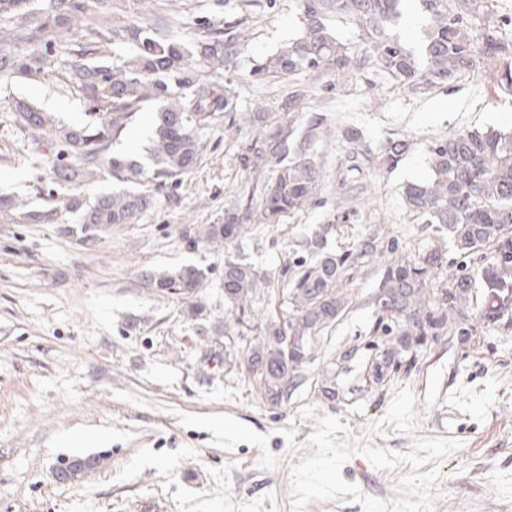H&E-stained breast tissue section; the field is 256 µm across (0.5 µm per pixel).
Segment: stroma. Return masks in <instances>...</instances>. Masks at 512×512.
Wrapping results in <instances>:
<instances>
[{"label": "stroma", "mask_w": 512, "mask_h": 512, "mask_svg": "<svg viewBox=\"0 0 512 512\" xmlns=\"http://www.w3.org/2000/svg\"><path fill=\"white\" fill-rule=\"evenodd\" d=\"M158 12L163 30L190 41L202 20L245 19L249 37L221 68L241 110L236 127L210 126L207 149L171 199L79 245L59 225L0 216V512H291L290 467L310 455L313 421L298 410L340 416L353 435L385 416L399 388L417 397V433L455 438L461 448L439 461L440 495L432 512H512V327H482L469 339L454 328L428 338L411 362L377 373L393 337L377 327L375 296L391 256L443 254L437 286L456 272L447 232L421 223L403 205L401 190L428 173L431 139L465 128L512 127V93L497 70L480 62L446 88H393L370 70L344 80H298L312 87L308 109L296 113L302 136L311 111H321L332 136L315 154L322 186L313 205L277 224L249 226L244 237L217 249L198 242L201 224L242 212L273 165L254 170L240 159L259 137V114L280 111L284 83L245 80L252 59L268 56L301 28L300 0H112L109 20L121 29ZM59 57L44 75L17 78L0 90V193L43 210L50 195H92L115 189L107 171L94 181L57 185L50 159H33L6 108L21 96L60 124L88 123L78 93L59 89ZM158 103L145 104L109 150L149 166L145 151ZM357 142L345 139L346 130ZM393 140L409 144L391 169L379 154ZM369 154L356 163V147ZM356 189L350 218L336 219L341 192ZM323 234L327 250L353 255L338 289L347 300L335 324L316 338L311 354L288 377L287 392L270 403L244 366L267 328L291 319L287 270L311 260L307 243ZM374 241V252L357 246ZM394 252H387V244ZM243 259L263 281L253 293L247 326L224 312V262ZM207 269L202 317L183 314L181 300L146 288L154 270L183 265ZM102 454L104 468L76 484L53 477L67 458ZM354 456L345 481L381 500L395 496L399 476Z\"/></svg>", "instance_id": "obj_1"}]
</instances>
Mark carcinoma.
<instances>
[{
    "label": "carcinoma",
    "instance_id": "obj_1",
    "mask_svg": "<svg viewBox=\"0 0 512 512\" xmlns=\"http://www.w3.org/2000/svg\"><path fill=\"white\" fill-rule=\"evenodd\" d=\"M399 0H303L299 35L276 53L252 62L245 79L253 83L283 82L300 72L322 77L348 78L368 67L385 82L411 89L448 87L473 69L476 48L470 35L471 18L479 0H422L429 16L421 55L392 33ZM112 0H0V79L36 76L45 57L21 47L38 43L45 51H66L58 77L60 86L79 93L93 121L76 128L58 129L52 118L30 101L17 98L8 111L15 116L18 134L29 136L32 154L55 157L57 180L90 181L106 168L123 188L91 198H71L64 207L24 213L33 221L55 223L59 211L78 215L77 224L64 227L81 244H91L112 228L133 224L137 216L155 206L159 196L177 184L199 162L213 123L224 119L236 126L238 100L231 83L201 74L218 69L236 54L239 43L234 28H207L191 43L161 33L150 16L119 32L106 20ZM334 14L354 26L363 48L344 43L326 17ZM508 29L487 30L486 58L498 61L501 85L512 93V57L505 54ZM131 53L114 63L101 47L119 42ZM306 95L288 92L283 112L288 121L276 122L242 155L254 169L277 158L275 175L251 198L244 215L228 212L222 224H203L197 240L221 248L243 237L245 222L278 224L281 218L312 204L321 182L314 143L322 134L323 119L313 117L308 133L292 141L293 113L300 111ZM151 101L162 104L150 147L152 171L121 155H106L107 143ZM407 144L392 141L383 149V163L398 164ZM431 179L403 190L406 206L427 224H440L448 232L461 270L448 286H429L431 270L442 262L434 248L417 259L393 260L386 267L376 303L385 321L380 327L395 336L383 363L400 364L413 357L430 333L454 323L458 336L475 332L474 324L496 325L503 316L501 300L512 299V131L468 129L440 137L428 147ZM491 246L482 264H469L474 251ZM313 264L298 270L288 282L294 319L272 324L263 343L251 348L247 368L260 381L264 395L278 403L288 375L308 359L315 337L333 324L345 309L336 285L353 254L325 250L323 237L310 240ZM206 270L185 265L175 271H153L147 286L162 295L190 301L187 315H202ZM259 274L237 260L224 261V307L240 323L248 312ZM477 308L474 317L466 310ZM295 336L299 347L289 354L284 337Z\"/></svg>",
    "mask_w": 512,
    "mask_h": 512
}]
</instances>
